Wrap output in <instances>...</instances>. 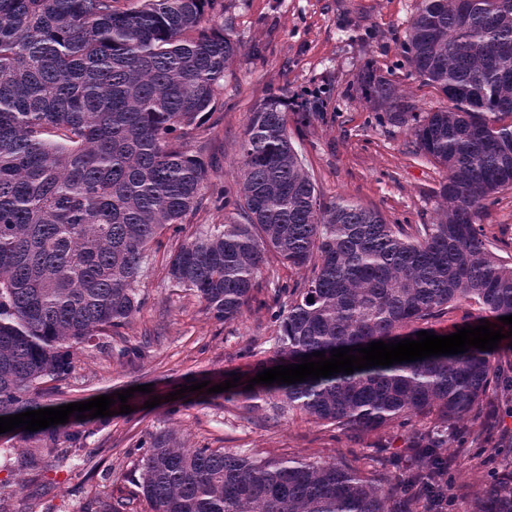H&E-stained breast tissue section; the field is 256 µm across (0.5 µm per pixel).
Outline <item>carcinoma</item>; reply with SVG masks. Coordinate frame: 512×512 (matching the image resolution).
Listing matches in <instances>:
<instances>
[{"label": "carcinoma", "instance_id": "cac0c4a2", "mask_svg": "<svg viewBox=\"0 0 512 512\" xmlns=\"http://www.w3.org/2000/svg\"><path fill=\"white\" fill-rule=\"evenodd\" d=\"M0 0V416L42 408L62 393L73 352L130 323L135 284L162 237L176 238L209 203L224 222L181 241L172 287L211 318L247 310L268 253L310 275L274 288V365L347 346L417 339L418 325L457 303L512 315V262L477 223L492 195L512 189V0H420L403 49L408 66L448 105L419 119L420 151L446 169L444 208L410 234L378 213L320 200L288 133L308 126L324 91L289 101L271 92L250 113L235 187L206 193V122L237 44L203 26L215 0ZM366 101L407 122L397 88L368 65ZM494 351L472 348L295 384L267 397L317 422L358 433L407 415L434 417L417 444L432 465L490 386ZM51 386L42 388V385ZM19 474L53 467L86 431L33 432ZM138 496L148 512H389L391 487L335 463L257 460L187 448L169 431L137 443ZM473 512H512V483Z\"/></svg>", "mask_w": 512, "mask_h": 512}]
</instances>
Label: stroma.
<instances>
[{"mask_svg":"<svg viewBox=\"0 0 512 512\" xmlns=\"http://www.w3.org/2000/svg\"><path fill=\"white\" fill-rule=\"evenodd\" d=\"M419 0H217L205 24L224 29L240 49L215 104L203 158L208 188L233 184L240 144L252 109L269 92L293 96L327 89L323 118L293 132L294 146L324 201L340 198L378 212L390 224L436 223L447 172L418 154L410 126L377 120L361 96L366 64L399 90L410 112L425 117L445 103L443 94L412 75L402 45ZM495 252L512 261V189L491 197L480 219ZM165 251L151 252L137 291L142 299L118 336L101 335L78 353L63 395L43 398L57 407L133 389L131 413L111 416L85 441L81 458L64 454L38 480L23 484L0 512H147L136 494L133 447L149 433L168 429L189 448H221L256 458L333 462L370 480L398 486L422 470L414 444L433 428L432 418L412 415L383 428L355 434L314 422L298 410H280L252 399L244 381L269 368L276 328L267 306L277 284L301 271L270 258L258 275L248 310L220 323L190 292L171 288ZM145 345L142 357L119 362V347ZM240 386L221 393L195 390L231 376ZM151 393H142V385ZM183 390L177 400L170 392ZM159 406L147 407L149 395ZM505 391L490 387L470 416L454 428L442 454L449 461L448 512H471L473 500L512 472V413Z\"/></svg>","mask_w":512,"mask_h":512,"instance_id":"stroma-1","label":"stroma"}]
</instances>
